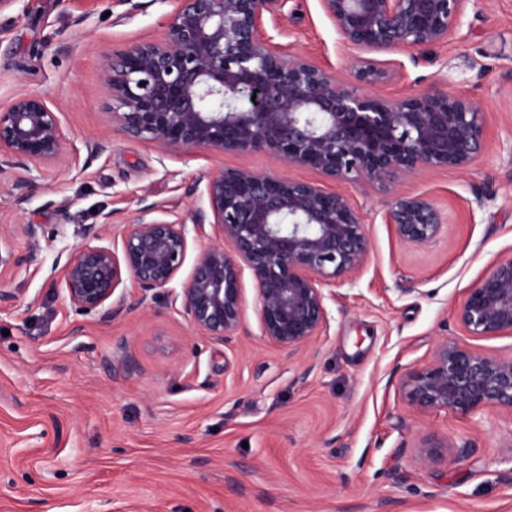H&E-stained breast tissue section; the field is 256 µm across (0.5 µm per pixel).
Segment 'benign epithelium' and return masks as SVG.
Here are the masks:
<instances>
[{
	"label": "benign epithelium",
	"instance_id": "1",
	"mask_svg": "<svg viewBox=\"0 0 512 512\" xmlns=\"http://www.w3.org/2000/svg\"><path fill=\"white\" fill-rule=\"evenodd\" d=\"M163 36L100 55L108 123L152 143L163 157L195 148L269 152L287 166L318 171L343 184L387 188L385 214L405 246L434 241L444 230L439 209L399 187L422 168L469 170L488 141L481 107L445 88L399 100L369 93L388 73L371 53L414 50L459 33L467 4L480 0H321L338 33L357 51L339 79L300 51L261 34L264 15L284 14L288 0H174ZM79 153L59 108L20 92L0 106V178L30 187L32 171ZM207 209L188 225L165 206H141L121 230L120 247L105 245L112 213L84 242L63 251L59 276L76 309L106 305L119 312L124 279L164 289L202 338L232 343L244 329L242 277L256 284L261 336L290 353L326 329L324 287L350 280L369 258L366 223L348 195L248 169L222 170L205 186ZM218 230L176 292L189 234ZM230 244L226 250L224 244ZM21 258L0 236V271ZM472 336L512 334V256L494 262L455 312ZM407 403L419 411L512 412V359L502 360L452 339L409 373Z\"/></svg>",
	"mask_w": 512,
	"mask_h": 512
}]
</instances>
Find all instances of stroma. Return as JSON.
Listing matches in <instances>:
<instances>
[{
  "instance_id": "obj_1",
  "label": "stroma",
  "mask_w": 512,
  "mask_h": 512,
  "mask_svg": "<svg viewBox=\"0 0 512 512\" xmlns=\"http://www.w3.org/2000/svg\"><path fill=\"white\" fill-rule=\"evenodd\" d=\"M25 6L0 13V106L21 91L43 95L76 142L110 144L36 172L22 202L0 179V222L36 230L13 233L23 264L0 278L13 296L0 305V512H512V413L406 404L409 373L443 339L512 358V335L470 336L455 319L467 289L512 256V0L468 8L460 33L420 64L381 55L389 76L376 95L403 98L452 76L484 112L487 149L469 171L423 170L402 184L447 222L425 246L396 239L387 192L344 185L372 252L327 298L326 330L294 354L261 336L248 274L247 334L226 347L201 339L166 292L145 296L130 280L118 313L66 300L51 267L100 211L120 227L158 202L188 221L223 169L323 177L267 152L164 157L109 126L100 54L161 36L173 0ZM264 31L344 75L349 52L320 0H289ZM427 439L447 458L422 464Z\"/></svg>"
}]
</instances>
